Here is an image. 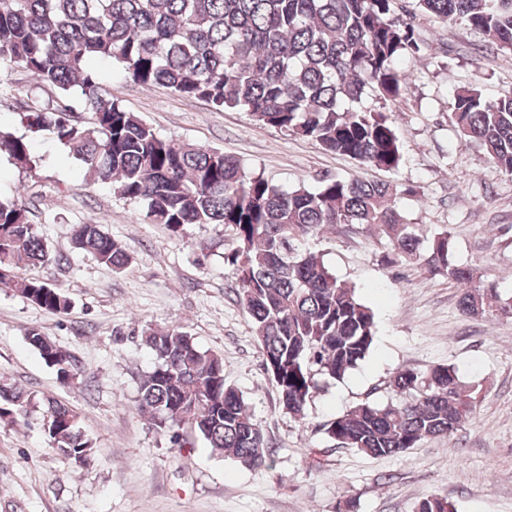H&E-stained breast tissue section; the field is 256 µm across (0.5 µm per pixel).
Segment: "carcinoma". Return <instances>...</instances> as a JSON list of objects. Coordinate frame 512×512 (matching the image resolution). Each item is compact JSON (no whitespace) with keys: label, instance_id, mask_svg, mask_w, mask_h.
<instances>
[{"label":"carcinoma","instance_id":"1","mask_svg":"<svg viewBox=\"0 0 512 512\" xmlns=\"http://www.w3.org/2000/svg\"><path fill=\"white\" fill-rule=\"evenodd\" d=\"M416 11L463 21L512 54V0H414L403 14L397 0H0V64L24 69L60 101L78 94L88 110L85 121L73 123L68 106L58 103L22 113L21 124L50 132L86 179L111 185L173 235L191 225H224L235 241L224 253L231 291L251 319L280 406L299 420L318 380L347 377L376 336L372 309L320 254L303 247L308 240L338 224L373 229L388 240L387 265H415L448 279L471 317H512V298L452 260L448 231L427 242L404 222L397 199L412 188L325 175L312 188L283 189L236 157L161 136L105 95L90 63L110 60L139 85L164 86L217 112H247L262 125L393 172L402 146L391 111L348 103L367 92L385 106L403 97L406 75L397 64L425 49L409 19ZM451 109L458 143L478 146L512 174V94L489 98L474 83L453 93ZM0 151L20 169L37 165L24 135L0 128ZM30 215L24 203L0 198V284L65 313L70 299L62 288L27 275L66 260L53 254ZM72 243L117 271L129 264L125 245L98 224L77 225ZM26 339L63 384L78 381L81 369L69 352L36 327ZM142 342L155 362L140 381L137 408L156 429H177L172 439L180 448L186 430L247 468L270 465L272 443L243 394L224 382L220 355L178 325L149 327ZM387 389V403L364 401L324 424L336 447L399 455L453 435L475 409L474 387L452 364L401 369ZM36 409L50 447L75 467L91 464L94 442L71 407L0 385V424H26ZM416 512L457 510L430 495Z\"/></svg>","mask_w":512,"mask_h":512}]
</instances>
